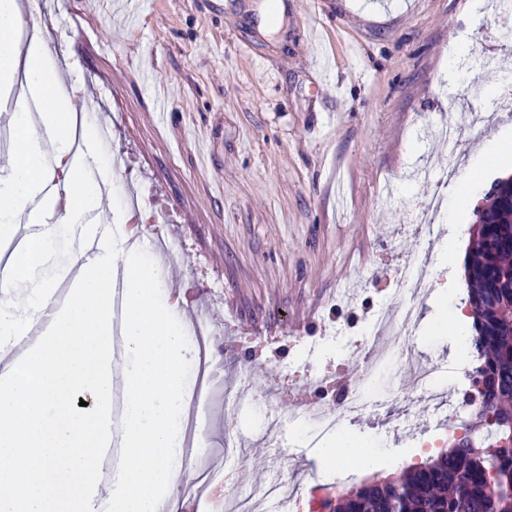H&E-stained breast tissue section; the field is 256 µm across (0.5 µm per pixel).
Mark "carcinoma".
I'll return each mask as SVG.
<instances>
[{
  "label": "carcinoma",
  "mask_w": 512,
  "mask_h": 512,
  "mask_svg": "<svg viewBox=\"0 0 512 512\" xmlns=\"http://www.w3.org/2000/svg\"><path fill=\"white\" fill-rule=\"evenodd\" d=\"M498 186L470 247L463 299L484 378L473 418L489 427L488 443H454L398 479L363 483L329 503L332 512H512V180Z\"/></svg>",
  "instance_id": "obj_1"
}]
</instances>
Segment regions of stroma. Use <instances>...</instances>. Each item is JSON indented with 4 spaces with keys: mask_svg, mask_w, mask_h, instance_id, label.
<instances>
[{
    "mask_svg": "<svg viewBox=\"0 0 512 512\" xmlns=\"http://www.w3.org/2000/svg\"><path fill=\"white\" fill-rule=\"evenodd\" d=\"M29 2L49 32L48 68L71 87L62 101L80 103L90 127L109 121L112 180L138 181L142 248L158 237L176 247L159 300L177 317L222 325L196 407L212 434L206 468L234 466L254 485L278 478L305 505L446 449L462 371L436 322L435 289L448 281L449 236L469 249L473 207L497 179L477 166L480 149L502 138L512 147V112L498 111L495 94L512 80V11L473 0H285L263 31L259 0H139L129 28L117 0ZM473 39L475 51L456 53ZM470 113L484 131L462 141L446 187L451 198L469 191L470 208L453 224L439 215L432 233L405 231L408 211L437 190L415 169L434 177L448 164L432 126ZM421 251L434 289L416 302L406 351L443 374L417 392L396 366L378 368L367 411L343 422L371 438L375 468L342 456L320 470L324 434L308 422L297 435L291 383L313 370L330 390L357 383L351 331L401 305L391 283L402 258Z\"/></svg>",
    "mask_w": 512,
    "mask_h": 512,
    "instance_id": "35a3bbf8",
    "label": "stroma"
}]
</instances>
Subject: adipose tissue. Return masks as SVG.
I'll return each mask as SVG.
<instances>
[{
	"label": "adipose tissue",
	"instance_id": "1",
	"mask_svg": "<svg viewBox=\"0 0 512 512\" xmlns=\"http://www.w3.org/2000/svg\"><path fill=\"white\" fill-rule=\"evenodd\" d=\"M16 0H0V92L10 93L17 45ZM16 145L0 178V233L26 216V236L0 265L13 290L0 298V352L23 337L22 356L0 367V512H181L178 477L164 466L181 446L191 407L185 380L183 330L158 299L165 283L144 251L118 233L101 237L94 256L69 252L62 273L73 274L64 303L51 305L55 283L42 277L60 228L76 229L97 207L100 192L72 170L65 198L46 193L52 160L69 149L70 110L44 100L38 117L15 116ZM60 209L56 224L43 209ZM124 280L122 355L112 349V294ZM122 397L114 413V395ZM120 435V462L108 483L90 472Z\"/></svg>",
	"mask_w": 512,
	"mask_h": 512
}]
</instances>
